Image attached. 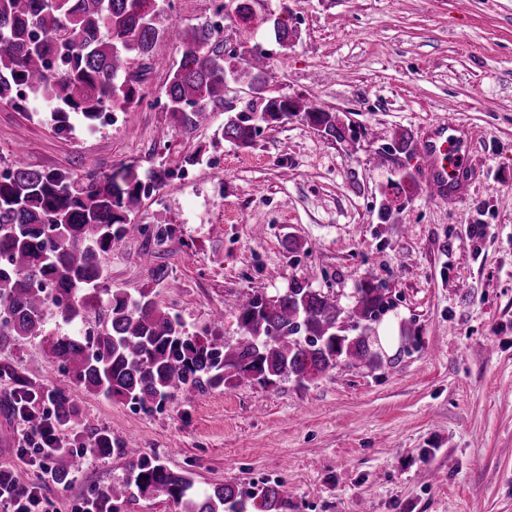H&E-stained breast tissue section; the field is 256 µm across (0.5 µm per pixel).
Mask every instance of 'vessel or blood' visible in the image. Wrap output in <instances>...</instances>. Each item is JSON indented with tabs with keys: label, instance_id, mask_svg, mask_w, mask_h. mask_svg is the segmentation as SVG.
Here are the masks:
<instances>
[{
	"label": "vessel or blood",
	"instance_id": "b4317fda",
	"mask_svg": "<svg viewBox=\"0 0 512 512\" xmlns=\"http://www.w3.org/2000/svg\"><path fill=\"white\" fill-rule=\"evenodd\" d=\"M419 144L423 159L421 178L430 195L451 203L460 202L475 178V171L457 118H440Z\"/></svg>",
	"mask_w": 512,
	"mask_h": 512
}]
</instances>
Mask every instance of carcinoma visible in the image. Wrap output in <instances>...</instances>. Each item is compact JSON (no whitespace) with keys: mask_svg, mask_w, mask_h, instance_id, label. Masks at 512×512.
<instances>
[{"mask_svg":"<svg viewBox=\"0 0 512 512\" xmlns=\"http://www.w3.org/2000/svg\"><path fill=\"white\" fill-rule=\"evenodd\" d=\"M158 18L156 11H145L144 0H0V99L16 104L29 92L42 94L54 105L61 131L73 116L94 127L107 111H136L142 96L127 69L133 57L151 58L162 34ZM177 32L179 60L155 64L167 70L166 109L190 134L224 108L229 76L258 84L266 67L252 60L259 55L269 60L272 54L244 42L228 60L223 41L205 21ZM294 117L327 139L348 141L351 127L335 113L286 96L262 97L229 113L220 134L247 147L261 126ZM390 150L407 158L417 155L409 132L395 137ZM171 176L170 169H153L142 177L129 169L45 172L14 160L0 177V351L39 338L48 361L77 388L128 400L147 412L229 379L266 386L288 378L303 385L341 362L368 368L393 364L377 352L375 331L393 304L371 275L347 305L297 279L280 295L247 296L234 305L240 331L234 345L213 333H188L180 318L147 292L131 296L99 288L112 242L143 232V225L134 223L142 198ZM96 307L104 312L97 329L49 333L51 311L78 323ZM347 324L357 335L343 329ZM0 380L11 385L8 410L22 408L31 426L41 423L45 402L52 405L58 428L75 432L83 425L73 392L39 387L10 363L0 362ZM88 439L100 455L128 457L125 478L96 492L93 512H120L131 500L159 493L182 505V512H281L288 504L284 480L253 490L215 484L197 493L191 472L174 471L137 448H112V432L105 428L92 430ZM82 464V456L59 448L47 471L65 485Z\"/></svg>","mask_w":512,"mask_h":512,"instance_id":"1","label":"carcinoma"}]
</instances>
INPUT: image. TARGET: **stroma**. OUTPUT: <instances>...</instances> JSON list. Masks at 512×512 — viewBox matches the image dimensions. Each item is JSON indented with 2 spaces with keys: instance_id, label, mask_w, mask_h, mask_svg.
Here are the masks:
<instances>
[{
  "instance_id": "obj_1",
  "label": "stroma",
  "mask_w": 512,
  "mask_h": 512,
  "mask_svg": "<svg viewBox=\"0 0 512 512\" xmlns=\"http://www.w3.org/2000/svg\"><path fill=\"white\" fill-rule=\"evenodd\" d=\"M216 4L161 0L160 22L197 24ZM277 18L293 31L284 49ZM247 27L271 65L260 91L228 81L209 125L176 130L164 71L140 59L129 76L142 103L109 125L61 133L40 97L21 109L0 100V166L21 150L40 171L171 169L134 218L145 232L113 242L102 285L151 292L189 333L220 309L216 333L232 344L242 295L305 279L346 304L372 273L394 303L376 330L407 327L409 351L303 385L230 381L149 413L83 393L85 428L191 471L199 490L285 480L283 512H512V0H260ZM258 93L337 113L357 138L335 143L294 119L247 148L222 140L225 110ZM452 104L478 178L453 207L418 181L394 194L388 179L420 161L386 144L404 129L421 136ZM190 154L197 164L183 165ZM160 218L174 238H157ZM0 361L42 386L70 384L37 338ZM20 427L0 410V468L30 484L38 470L17 454ZM125 475L123 456L87 461L69 484L45 485L49 512Z\"/></svg>"
}]
</instances>
